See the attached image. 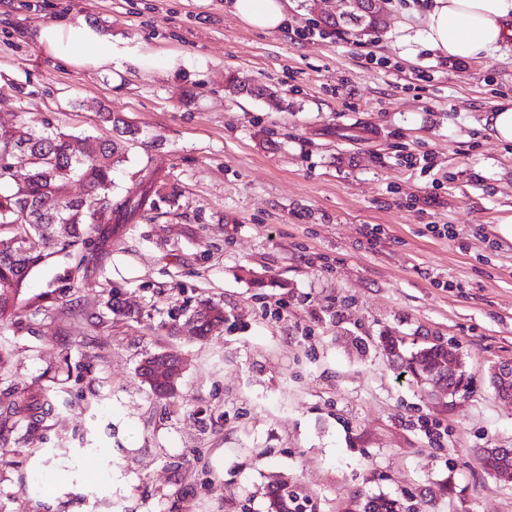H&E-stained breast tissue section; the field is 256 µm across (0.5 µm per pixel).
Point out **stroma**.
<instances>
[{"mask_svg":"<svg viewBox=\"0 0 512 512\" xmlns=\"http://www.w3.org/2000/svg\"><path fill=\"white\" fill-rule=\"evenodd\" d=\"M228 4L0 0V126L96 141L113 135L99 108L121 113L141 134L116 193L139 192L151 157L180 194L126 225L88 276L70 280L63 256L38 268L21 329H0V393L59 406L31 432L0 418L19 463L0 469V512H51L62 487L83 512H267V486L284 483L308 512H355L371 494L416 512H512V479L475 462L512 448V403L488 374L512 361V242L497 231L512 224V142L482 128L512 98V43L441 57L416 0H386L383 31L313 39L296 36L318 21L304 0L276 32ZM61 19L110 32L120 70L46 55L34 34ZM141 54L169 64L140 66ZM231 73L278 100L229 94ZM409 153L431 166L403 163ZM112 293L141 319H115ZM206 297L224 324L202 342L183 311ZM384 336L459 346L470 393L437 398L387 358ZM165 350L186 369L159 400L137 366ZM129 442L137 454L115 458ZM114 467L138 475L130 494L113 490ZM442 485L436 506L422 502Z\"/></svg>","mask_w":512,"mask_h":512,"instance_id":"obj_1","label":"stroma"}]
</instances>
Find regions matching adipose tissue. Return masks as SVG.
<instances>
[{
    "instance_id": "ef3b65f1",
    "label": "adipose tissue",
    "mask_w": 512,
    "mask_h": 512,
    "mask_svg": "<svg viewBox=\"0 0 512 512\" xmlns=\"http://www.w3.org/2000/svg\"><path fill=\"white\" fill-rule=\"evenodd\" d=\"M288 0H233V13L252 28L281 29ZM427 46L451 59H479L512 42V0H429L422 17ZM37 45L75 67L112 62V37L86 23L41 25Z\"/></svg>"
}]
</instances>
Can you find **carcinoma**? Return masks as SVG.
Masks as SVG:
<instances>
[{
  "mask_svg": "<svg viewBox=\"0 0 512 512\" xmlns=\"http://www.w3.org/2000/svg\"><path fill=\"white\" fill-rule=\"evenodd\" d=\"M323 23L333 29L357 28L362 32H374L381 26V18L372 15L363 20L336 21L325 19ZM226 87L236 95L270 98L275 92L267 87L255 86L236 74L227 77ZM99 117L112 125L115 133L110 139L98 144L97 153L85 154L79 147L78 137L61 130L38 131L22 120L18 124L0 129V241L23 239L28 242L29 252L16 259L0 252V328L11 323L21 302L32 272L57 254L74 259V272L81 273L95 257L103 254V245L116 235L117 224H130L156 201L170 207L178 205L176 191L162 192L158 184V170L151 165L139 171L141 191L136 196H121L114 192L112 172L126 162V144L135 141L139 128L122 115L101 112ZM15 148L9 158L20 154L30 166L28 177L21 183L12 181L6 172L8 164L1 152ZM80 183L85 188L82 195H74L71 186ZM111 213L115 224L103 226L95 218ZM70 225L65 237L56 233V225ZM200 306L210 315L198 320L199 336L205 339L214 327L224 324V308L211 300H203ZM446 360L441 344L420 345L399 355L400 364L411 374L422 364L438 367ZM0 415L23 422L31 429L48 418L57 416L53 401L27 402L23 399L0 401ZM480 468L487 474L491 469H512V448L491 457H477ZM270 512H290L300 504L294 491L282 485L269 489ZM363 512H413L409 505L399 500L374 496L364 503Z\"/></svg>",
  "mask_w": 512,
  "mask_h": 512,
  "instance_id": "obj_1",
  "label": "carcinoma"
}]
</instances>
